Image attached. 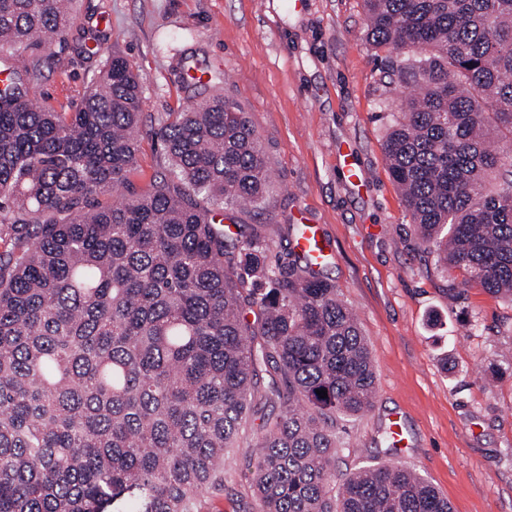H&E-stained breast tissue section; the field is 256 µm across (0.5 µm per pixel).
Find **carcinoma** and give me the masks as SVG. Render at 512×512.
<instances>
[{
  "label": "carcinoma",
  "instance_id": "obj_1",
  "mask_svg": "<svg viewBox=\"0 0 512 512\" xmlns=\"http://www.w3.org/2000/svg\"><path fill=\"white\" fill-rule=\"evenodd\" d=\"M71 4L0 0V512H202L256 420L259 512H452L400 465L336 474V419L375 397L369 341L323 269L224 233L269 185L234 102L169 113V173L90 205L137 166L143 91L114 54L69 104L34 100ZM364 5L372 44L405 50L383 152L416 239L512 305V0Z\"/></svg>",
  "mask_w": 512,
  "mask_h": 512
}]
</instances>
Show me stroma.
<instances>
[{
    "label": "stroma",
    "mask_w": 512,
    "mask_h": 512,
    "mask_svg": "<svg viewBox=\"0 0 512 512\" xmlns=\"http://www.w3.org/2000/svg\"><path fill=\"white\" fill-rule=\"evenodd\" d=\"M363 0H78L67 40L45 50L35 96L64 101L111 54L140 76L143 108L129 190L167 173L157 132L188 104L193 76L222 83L199 91L236 102L271 170L249 221L282 253L290 224L321 225L333 249L324 270L369 339L372 408L345 422L340 473L364 464L415 470L454 512H512V305L477 285L451 295L417 244L382 144L408 89L388 82L393 50L365 39ZM400 415L408 448H393ZM247 448L233 449L224 492L204 512L250 500Z\"/></svg>",
    "instance_id": "1"
}]
</instances>
